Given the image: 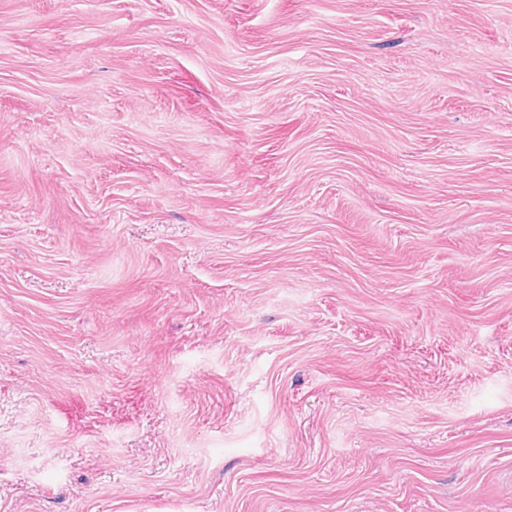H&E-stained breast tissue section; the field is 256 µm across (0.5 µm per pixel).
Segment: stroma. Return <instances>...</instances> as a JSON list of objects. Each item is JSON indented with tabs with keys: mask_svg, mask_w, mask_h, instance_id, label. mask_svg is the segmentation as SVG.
I'll return each mask as SVG.
<instances>
[{
	"mask_svg": "<svg viewBox=\"0 0 512 512\" xmlns=\"http://www.w3.org/2000/svg\"><path fill=\"white\" fill-rule=\"evenodd\" d=\"M0 512H512V0H0Z\"/></svg>",
	"mask_w": 512,
	"mask_h": 512,
	"instance_id": "35a3bbf8",
	"label": "stroma"
}]
</instances>
